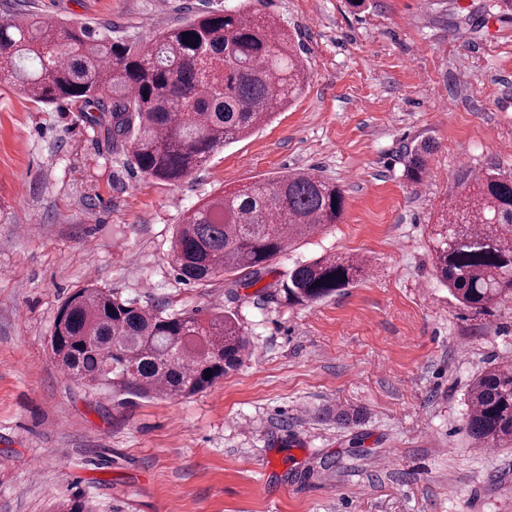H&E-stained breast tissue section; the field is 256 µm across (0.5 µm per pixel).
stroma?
I'll return each instance as SVG.
<instances>
[{
    "instance_id": "35a3bbf8",
    "label": "stroma",
    "mask_w": 512,
    "mask_h": 512,
    "mask_svg": "<svg viewBox=\"0 0 512 512\" xmlns=\"http://www.w3.org/2000/svg\"><path fill=\"white\" fill-rule=\"evenodd\" d=\"M250 0H0V19L146 40ZM308 80L266 126L180 182L144 176L107 115L34 103L0 79V512H512V445L464 428L472 378L512 359V300L462 307L435 276L441 202L466 174L512 173V16L491 0H263ZM434 151L421 182L406 153ZM294 169L340 186L339 223L288 247L258 286L186 282L183 213ZM368 257L309 306L258 300L296 263ZM169 312L235 313L252 355L191 398H135L63 374L49 349L88 283ZM356 413L353 428L337 412Z\"/></svg>"
}]
</instances>
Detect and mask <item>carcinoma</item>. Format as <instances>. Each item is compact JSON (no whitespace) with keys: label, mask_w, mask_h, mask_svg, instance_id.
<instances>
[{"label":"carcinoma","mask_w":512,"mask_h":512,"mask_svg":"<svg viewBox=\"0 0 512 512\" xmlns=\"http://www.w3.org/2000/svg\"><path fill=\"white\" fill-rule=\"evenodd\" d=\"M1 71L37 103L109 115L108 135L130 144L133 167L168 183L266 125L308 80L301 47L254 5L196 12L145 44L100 37L89 25L1 20ZM429 151L423 143L410 152L411 181L422 180ZM344 206L341 188L316 173L255 182L188 211L176 228L173 261L188 281L253 277L289 245L337 223ZM432 251L437 278L466 308L489 313L512 298V173L461 179L441 205ZM367 270L364 258L320 256L290 270L271 297L314 304ZM246 346L232 313L204 321L138 307L96 285L64 300L50 336L70 378L135 397L200 394L237 369ZM466 402L465 428L477 446L512 443V359L475 377Z\"/></svg>","instance_id":"cac0c4a2"}]
</instances>
